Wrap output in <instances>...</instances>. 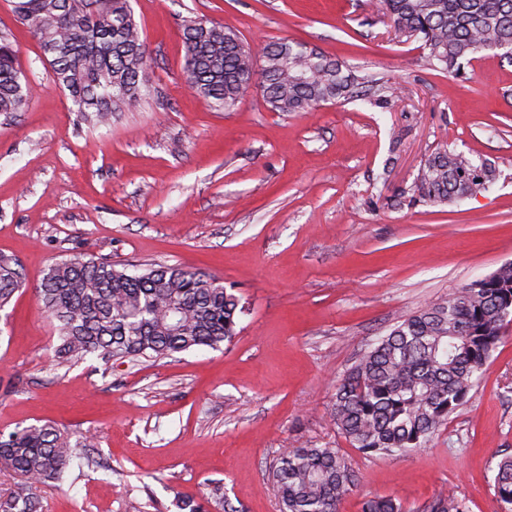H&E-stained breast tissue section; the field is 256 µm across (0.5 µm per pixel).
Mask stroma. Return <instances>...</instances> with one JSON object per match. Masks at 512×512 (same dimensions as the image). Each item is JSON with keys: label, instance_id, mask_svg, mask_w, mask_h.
I'll use <instances>...</instances> for the list:
<instances>
[{"label": "stroma", "instance_id": "stroma-1", "mask_svg": "<svg viewBox=\"0 0 512 512\" xmlns=\"http://www.w3.org/2000/svg\"><path fill=\"white\" fill-rule=\"evenodd\" d=\"M150 92L95 127L53 80L38 40L0 0L32 93L0 113V255L23 286L0 307V433L52 423L89 436L105 466L71 468L43 512H180L214 486L240 512H279L286 448L340 449L359 477L341 512L373 496L408 512L444 489L504 512L496 461L512 454V324L468 401L427 447L369 457L331 422L335 383L399 316L512 263V59L486 50L454 75L396 38L378 0H131ZM248 42L301 41L402 87L277 112L261 79L229 111L187 86L182 21ZM499 172L489 192L412 201L443 145ZM130 272L173 265L223 282L244 307L232 342L161 361L57 366L37 289L75 254Z\"/></svg>", "mask_w": 512, "mask_h": 512}]
</instances>
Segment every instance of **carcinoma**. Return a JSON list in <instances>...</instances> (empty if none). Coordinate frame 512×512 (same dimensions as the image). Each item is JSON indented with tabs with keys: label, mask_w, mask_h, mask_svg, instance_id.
<instances>
[{
	"label": "carcinoma",
	"mask_w": 512,
	"mask_h": 512,
	"mask_svg": "<svg viewBox=\"0 0 512 512\" xmlns=\"http://www.w3.org/2000/svg\"><path fill=\"white\" fill-rule=\"evenodd\" d=\"M396 34L422 42L430 64L459 71L482 50L512 44V0H380ZM14 11L38 39L54 77L77 111L107 122L144 96L147 47L130 0H14ZM185 70L192 93L229 110L247 93L261 58L265 101L279 112H309L352 100L360 81L341 62L298 41L258 49L232 28L199 17L183 21ZM18 47L0 35V113L18 112L30 96ZM498 171L454 148L424 161L412 198L456 204L489 191ZM22 286L0 257V307ZM475 281L447 299L402 317L336 383L330 416L350 445L366 455H403L427 446L466 402L501 340L496 293ZM40 300L56 322L58 363L88 358L153 361L199 347L218 348L236 335L238 298L211 276L176 266L131 274L83 254L49 267ZM92 443L50 423L0 434V467L20 477L0 497V512H38L40 491L61 483L74 461L88 468ZM279 512H338L358 477L336 448L284 449L272 471ZM498 501L512 505V454L496 463ZM362 512H404L391 498H368ZM424 512H468L442 494Z\"/></svg>",
	"instance_id": "carcinoma-1"
}]
</instances>
